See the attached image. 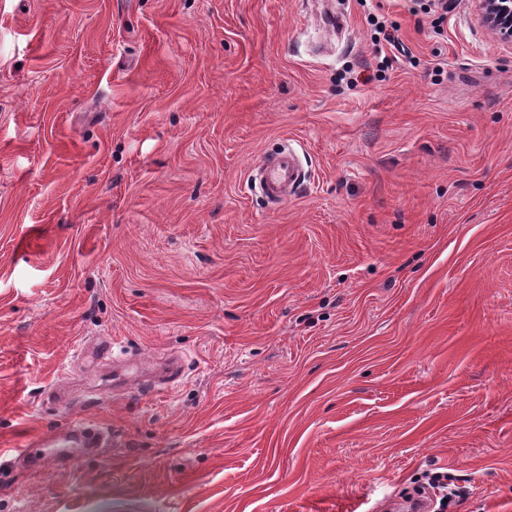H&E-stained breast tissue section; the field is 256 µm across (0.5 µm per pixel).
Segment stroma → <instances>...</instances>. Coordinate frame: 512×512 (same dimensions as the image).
I'll return each mask as SVG.
<instances>
[{
    "label": "stroma",
    "mask_w": 512,
    "mask_h": 512,
    "mask_svg": "<svg viewBox=\"0 0 512 512\" xmlns=\"http://www.w3.org/2000/svg\"><path fill=\"white\" fill-rule=\"evenodd\" d=\"M432 21L0 0V512H387L436 471L447 512H512V46L473 0ZM102 341L181 375L137 393ZM62 401L109 445L25 469ZM373 22H375L373 24L375 26V34H374L375 37L373 38V44L375 46V52L378 53V54H382V53L385 54L383 59H382V61H381V64H384V65H382L381 68L388 69L391 58L383 50V43H381V41L383 40L384 42L388 43L390 45V50H392V48H397L398 49V44H399L398 39H396L394 34L392 33V32L397 31L398 28H397V26L391 25L390 29H388L386 27L385 21H379L378 18H377L376 21L374 19ZM380 34H382V38L381 37H377ZM304 179L297 154L288 148L264 155L252 168L249 182L267 204L277 207L293 196Z\"/></svg>",
    "instance_id": "35a3bbf8"
}]
</instances>
